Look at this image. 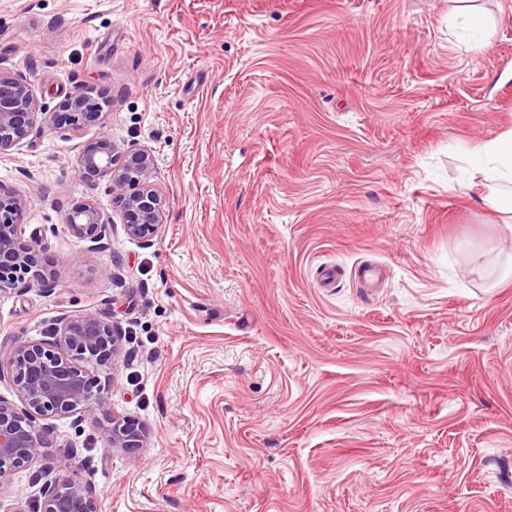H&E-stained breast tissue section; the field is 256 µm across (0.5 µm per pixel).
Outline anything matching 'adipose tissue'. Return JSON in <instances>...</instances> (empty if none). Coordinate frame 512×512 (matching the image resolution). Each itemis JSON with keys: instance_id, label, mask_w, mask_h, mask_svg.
Returning a JSON list of instances; mask_svg holds the SVG:
<instances>
[{"instance_id": "ef3b65f1", "label": "adipose tissue", "mask_w": 512, "mask_h": 512, "mask_svg": "<svg viewBox=\"0 0 512 512\" xmlns=\"http://www.w3.org/2000/svg\"><path fill=\"white\" fill-rule=\"evenodd\" d=\"M475 175L467 189L490 209L512 213V132L475 146L469 153Z\"/></svg>"}]
</instances>
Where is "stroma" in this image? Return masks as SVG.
Returning <instances> with one entry per match:
<instances>
[{"instance_id":"obj_1","label":"stroma","mask_w":512,"mask_h":512,"mask_svg":"<svg viewBox=\"0 0 512 512\" xmlns=\"http://www.w3.org/2000/svg\"><path fill=\"white\" fill-rule=\"evenodd\" d=\"M475 7L484 48L455 0H0V70L49 112L106 101L0 153L51 273L0 293V346L98 311L126 335L107 408L147 432L47 419L0 512L66 472L100 512H512V279L480 264L512 237L462 187L512 131V0ZM102 131L155 157L151 239L76 173ZM82 200L104 248L65 228ZM61 123H57L55 129L76 130L83 124L95 123L99 120L102 112H95L89 107L88 95L82 87L76 88L65 98L57 108ZM106 438L114 448H140L145 440L144 431L133 421L112 414L106 415Z\"/></svg>"}]
</instances>
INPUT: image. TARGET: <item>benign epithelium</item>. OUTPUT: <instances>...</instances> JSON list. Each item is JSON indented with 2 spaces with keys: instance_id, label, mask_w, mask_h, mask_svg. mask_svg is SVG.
Here are the masks:
<instances>
[{
  "instance_id": "1",
  "label": "benign epithelium",
  "mask_w": 512,
  "mask_h": 512,
  "mask_svg": "<svg viewBox=\"0 0 512 512\" xmlns=\"http://www.w3.org/2000/svg\"><path fill=\"white\" fill-rule=\"evenodd\" d=\"M42 106L27 80L0 70V150L26 139L41 115ZM58 129L76 130L99 120L88 95L78 87L58 105ZM154 157L130 150L116 159L112 140L102 135L88 143L77 160L78 177L86 183L108 178L112 192L123 199V225L132 238L153 236L164 223V204L150 182ZM22 198L0 193V293L20 286L48 282L35 249L21 223ZM63 223L74 236L97 244L106 237L112 220L92 203H75ZM121 350V335L92 311L60 319L55 341L20 338L0 356V372L9 367L21 405L0 398V489L21 469L36 462L42 449L52 447L53 432L37 425L41 417L81 420L106 412V385L90 372L113 369ZM106 438L113 448H141L144 431L127 418L106 417ZM40 512H99L85 487L67 475L42 491Z\"/></svg>"
}]
</instances>
